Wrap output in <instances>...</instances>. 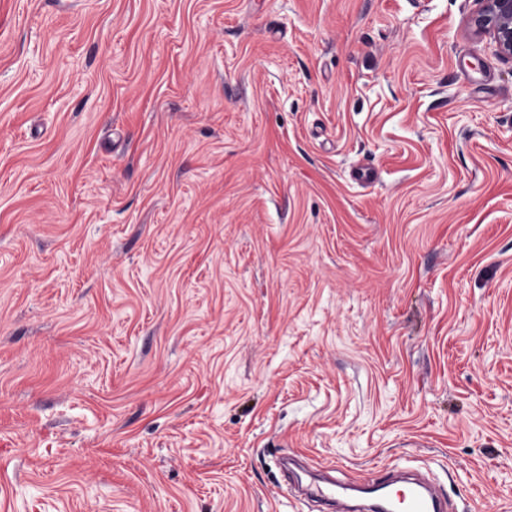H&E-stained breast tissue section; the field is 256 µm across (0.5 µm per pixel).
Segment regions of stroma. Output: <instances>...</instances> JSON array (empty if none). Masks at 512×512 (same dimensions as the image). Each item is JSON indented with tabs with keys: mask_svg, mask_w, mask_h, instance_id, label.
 <instances>
[{
	"mask_svg": "<svg viewBox=\"0 0 512 512\" xmlns=\"http://www.w3.org/2000/svg\"><path fill=\"white\" fill-rule=\"evenodd\" d=\"M475 0H0V512H512V58ZM404 512H446L435 491L421 482H413L402 494Z\"/></svg>",
	"mask_w": 512,
	"mask_h": 512,
	"instance_id": "obj_1",
	"label": "stroma"
}]
</instances>
